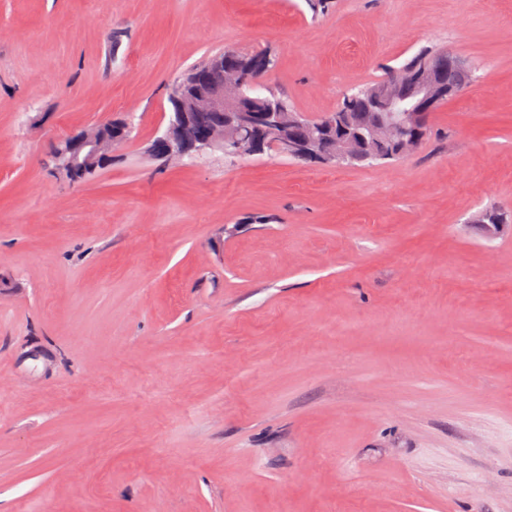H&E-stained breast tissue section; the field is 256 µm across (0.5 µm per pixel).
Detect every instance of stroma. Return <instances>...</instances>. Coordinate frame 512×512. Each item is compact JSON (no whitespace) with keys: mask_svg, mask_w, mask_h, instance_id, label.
Segmentation results:
<instances>
[{"mask_svg":"<svg viewBox=\"0 0 512 512\" xmlns=\"http://www.w3.org/2000/svg\"><path fill=\"white\" fill-rule=\"evenodd\" d=\"M430 46L474 79L413 154L147 153L210 53L271 51L313 118ZM498 205L512 0H0V512H512ZM123 136V131H115L112 137L106 134L84 132L65 138L54 153L56 168L71 176L79 171L84 162L98 161L103 164L112 153V144Z\"/></svg>","mask_w":512,"mask_h":512,"instance_id":"obj_1","label":"stroma"}]
</instances>
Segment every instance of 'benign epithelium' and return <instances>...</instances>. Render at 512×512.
Returning <instances> with one entry per match:
<instances>
[{
  "label": "benign epithelium",
  "instance_id": "7a95c632",
  "mask_svg": "<svg viewBox=\"0 0 512 512\" xmlns=\"http://www.w3.org/2000/svg\"><path fill=\"white\" fill-rule=\"evenodd\" d=\"M274 71L268 57L247 66L229 67L224 64V57L216 56L207 72L194 75L190 82L181 84L182 107L171 113L163 131L150 144L149 153L166 162L174 159L196 161L209 151H220L234 159L273 152L327 166L361 160L360 146L364 137L349 132L345 113H334L332 122L313 125L306 135L297 138L291 128L302 124L301 113L281 112L261 99L246 102L239 96L243 87L256 93L265 90ZM404 85L418 88L422 95L421 106L411 108L397 102L398 90ZM454 92L453 88L436 84L427 66L393 73L387 81L371 89L369 99L374 107L397 112L399 117L376 123L371 135L391 142L393 153L397 155L414 152L420 144L419 127L428 113ZM201 106L224 113L222 127L196 129L192 116ZM122 136L121 131L110 136L87 132L69 136L54 153L56 168L74 174L85 162L102 164L111 157L112 144Z\"/></svg>",
  "mask_w": 512,
  "mask_h": 512
}]
</instances>
